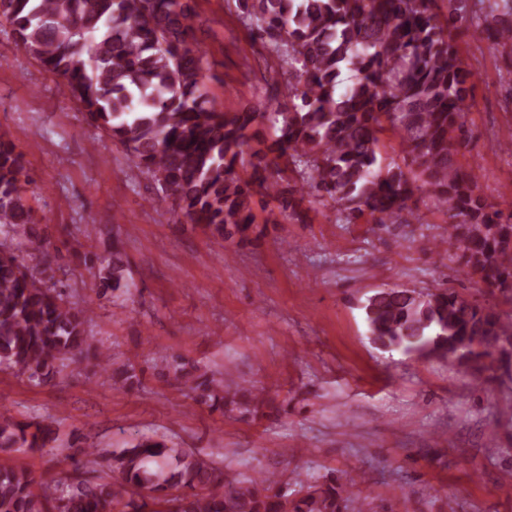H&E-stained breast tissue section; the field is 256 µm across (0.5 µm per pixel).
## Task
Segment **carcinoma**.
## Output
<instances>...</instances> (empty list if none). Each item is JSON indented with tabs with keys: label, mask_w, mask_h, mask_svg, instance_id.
<instances>
[{
	"label": "carcinoma",
	"mask_w": 512,
	"mask_h": 512,
	"mask_svg": "<svg viewBox=\"0 0 512 512\" xmlns=\"http://www.w3.org/2000/svg\"><path fill=\"white\" fill-rule=\"evenodd\" d=\"M191 0H0L18 48L61 81L89 124L121 145L188 223L245 241L256 226L255 197L278 217L305 222L304 191L334 204L350 224H408L414 192L432 194L448 218V242L476 282L512 300V210L489 205L477 166L459 155L469 138L464 105L473 73L454 44L473 38L512 47V19L470 21L468 0H225L278 65L261 72L274 94L228 112L212 103L207 62L194 34ZM354 72L342 83L343 71ZM399 138L416 166L379 162L380 135ZM25 162L0 135V365L46 383L89 349L92 309L28 271L22 253L48 254L25 199ZM100 286L128 287L118 247L99 268ZM371 340L383 348L469 347L483 382L512 374V316L452 289L382 290L365 306ZM164 369L212 405L249 413L263 396L229 371L194 375L184 359ZM51 424L20 421L0 404V512H342L350 484H313L274 472L229 478L212 458L143 436L112 454L96 482L36 481L14 460L45 450Z\"/></svg>",
	"instance_id": "cac0c4a2"
}]
</instances>
